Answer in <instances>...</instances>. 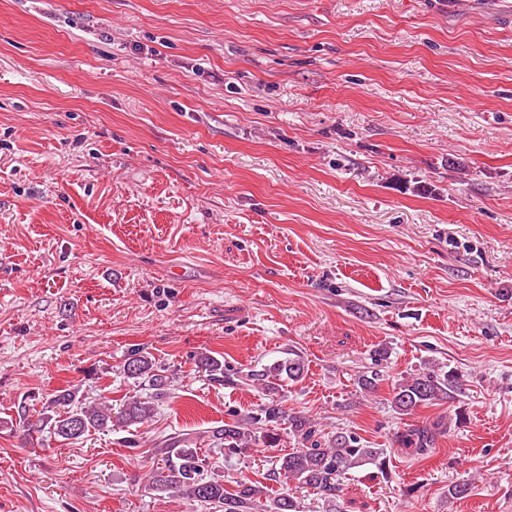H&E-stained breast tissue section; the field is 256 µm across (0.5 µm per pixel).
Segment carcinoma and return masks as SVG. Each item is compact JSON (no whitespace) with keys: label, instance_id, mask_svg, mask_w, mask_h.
Here are the masks:
<instances>
[{"label":"carcinoma","instance_id":"obj_1","mask_svg":"<svg viewBox=\"0 0 512 512\" xmlns=\"http://www.w3.org/2000/svg\"><path fill=\"white\" fill-rule=\"evenodd\" d=\"M198 364L212 380L224 382L221 360L203 355ZM123 372L134 381H148L155 394L145 401L133 397L114 414L112 407L106 404L86 405L75 388L60 389L51 395L36 419L26 420V427L37 432L45 430L60 442L73 443L92 429L108 432L116 426L128 428L151 419L156 412V402L167 395L168 376L147 353L138 349L128 354ZM304 372V361L296 354L271 369L251 374V379L271 393L261 409V416L240 418L221 429L210 430L208 438L225 452L238 454L253 444L270 446L276 442V433L260 431L256 424L264 421L286 425L288 433L300 440L301 447L277 457L267 479L285 485L295 481L312 488L320 496L324 512H339L340 478L365 464H373L384 471L386 456L384 449L366 447L352 432L338 433L324 446L316 439L318 429L311 420L284 410L279 386L269 378L297 382ZM458 389L459 379L454 373L432 370L394 383L390 404L396 412L409 414L420 405L452 397ZM434 440L435 432L429 427H419L401 436L402 445L413 449L417 455L430 452ZM193 444L194 438L183 437L155 449L159 462L149 474V489L180 492L193 502L211 506L216 512H301L298 501L292 496L285 494L269 500L262 483L244 475L234 480L233 486L226 487L224 480L213 471L210 457L199 453Z\"/></svg>","mask_w":512,"mask_h":512}]
</instances>
